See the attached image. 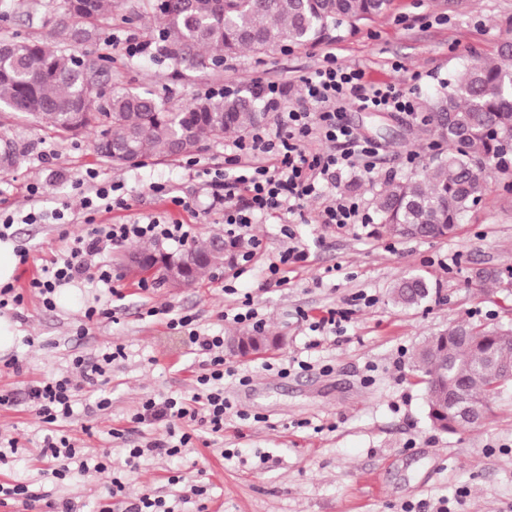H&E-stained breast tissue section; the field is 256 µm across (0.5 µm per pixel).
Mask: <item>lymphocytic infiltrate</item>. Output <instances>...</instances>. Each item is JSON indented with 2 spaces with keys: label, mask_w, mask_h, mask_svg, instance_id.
<instances>
[{
  "label": "lymphocytic infiltrate",
  "mask_w": 512,
  "mask_h": 512,
  "mask_svg": "<svg viewBox=\"0 0 512 512\" xmlns=\"http://www.w3.org/2000/svg\"><path fill=\"white\" fill-rule=\"evenodd\" d=\"M306 105L300 109L283 110L285 88L278 82H260L254 87L256 99L269 111L279 113L276 130L257 129L234 144L227 158L236 172L223 184L224 191L215 195L216 204L224 208V231L238 236L250 228L256 216L287 212L299 214L306 198L322 195L326 184L354 167L374 169L376 152L370 143L361 140L348 125L338 120L340 110L347 105L362 110L411 112L415 102L409 93L392 85L369 84L362 70L338 65L335 52L324 55V64L299 78ZM328 143L343 142L345 150L314 153L307 149L310 139ZM247 196L245 206H237L236 191ZM194 237L186 224H164L157 220L145 224H89L84 234L72 239L68 248L44 267L42 277L33 279L46 307H54L53 296L61 285L84 278L101 283L112 296L120 289L112 279V267L98 262L106 249L119 247L134 240L163 238L187 245ZM169 329L183 333L201 356V370L195 379L191 396L146 398L132 416V421L145 428L163 426L166 439H152L143 446L129 449L124 460L127 471H135L142 458L163 455L182 456L192 447L197 433L220 436L224 433V415L231 405L224 396V339L222 336L201 334L195 317L167 307L163 311ZM148 309V316H156ZM123 347L102 353L97 361L76 355L71 370L62 376L51 375L28 384L26 400L45 435L39 457L46 463V475L64 481L94 474L105 480L108 501L102 502L99 512H112L111 501L124 500V512H174L165 499L145 490L137 497L127 498L126 485L113 469L109 455L81 458L73 440L64 434L61 425L74 415L78 392L91 388L96 392L98 410L112 405V362L123 357ZM15 502L31 512L35 504H43L44 512H81L69 499L56 500L36 491L32 485L16 480L0 483V504Z\"/></svg>",
  "instance_id": "1"
}]
</instances>
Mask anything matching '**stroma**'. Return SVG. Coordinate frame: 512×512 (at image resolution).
I'll return each mask as SVG.
<instances>
[{
	"label": "stroma",
	"mask_w": 512,
	"mask_h": 512,
	"mask_svg": "<svg viewBox=\"0 0 512 512\" xmlns=\"http://www.w3.org/2000/svg\"><path fill=\"white\" fill-rule=\"evenodd\" d=\"M120 2L106 27L108 42L88 46V53L111 57L125 87L156 94L175 108L213 86L248 96L265 79L290 85L286 106L301 108L294 83L319 68L331 47L340 65L361 69L369 82L411 90L421 105L472 58L497 57L504 42L512 43V0H393L387 15L355 28L342 26L319 43L257 55L243 51L225 57L221 75L191 71L172 81L168 60L131 57L122 49L126 37L150 40L155 22L144 11L145 0ZM59 14L41 2L0 0V40L47 37ZM340 120L375 144L376 167L370 173L359 167L344 172L327 192L355 197L369 213L385 177L410 176L414 158L436 150L416 113L349 106ZM92 141L89 134L61 137L0 112V151L9 146L18 157L13 167L0 168V216L13 215V242L29 251L13 279L24 290V303L6 313L13 336L0 352V393L15 396L13 405L0 407V435L20 444L12 461L0 467V479H26L53 498L97 512L106 495L98 477L45 478L39 458L44 433L25 400L26 386L66 374L73 355L93 361L123 346L124 357L109 371L111 408L97 410L93 397L79 396L74 421L65 429L85 455L106 452L113 467H123L129 448L166 435L132 423L142 399L192 394L200 370L190 344L167 327L165 316H147V309L173 307L195 315L202 333L229 337L249 331V324L234 319L248 299L277 344L262 354L225 350L224 361L236 374L224 380L232 407L223 438L186 449L176 464L163 456L145 458L137 472L125 476L128 494L152 490L177 512H196L197 502L189 497L194 484L207 486L209 512H512V392L493 402L480 427L448 434L431 425L426 387L412 367L424 337L451 323L512 325V291L481 288L474 280L479 269H512L506 175L491 177L484 200L443 240L393 238L376 223L319 224L323 201L313 198L292 221L279 214L257 218L250 233L260 245L252 261H236L190 286L159 282L141 290L140 275L122 262L125 247L115 248L105 259L123 292L112 302L116 318L88 325L81 336L80 315L102 296L100 284L73 283L67 302L51 310L28 287L64 250L62 232L85 231L81 184L92 176L124 186L126 206L97 213L96 223L156 218L192 225L201 238L224 229V213L211 202L231 152L228 141L206 140L190 159L147 157L116 165L99 157ZM156 183L170 186L172 196L154 193ZM33 184L41 186L39 196L29 195ZM175 196L182 205L172 204ZM34 211L43 220L24 223ZM57 211L63 220H54ZM294 246L307 259L289 267L286 282H276L267 266ZM409 275L423 276L434 291L421 305L403 309L392 304L390 291ZM331 310L340 313L339 322L321 346L310 348L312 324ZM302 360L308 369L299 368ZM113 428L121 438L110 437ZM175 465L186 473L187 484H168Z\"/></svg>",
	"instance_id": "obj_1"
}]
</instances>
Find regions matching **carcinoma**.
<instances>
[{
  "label": "carcinoma",
  "instance_id": "obj_1",
  "mask_svg": "<svg viewBox=\"0 0 512 512\" xmlns=\"http://www.w3.org/2000/svg\"><path fill=\"white\" fill-rule=\"evenodd\" d=\"M392 0H147L157 27L158 51L172 63V75L185 70L213 73L224 55L261 54L283 43L305 45L344 24L385 14ZM116 0H63L51 33L40 39L6 42L0 54V110L33 118L59 134L96 129V153L116 164L146 156L177 157L197 151L205 139L222 140L257 122L246 96L208 95L174 109L153 94L136 93L112 74V58L94 59L79 47L101 39ZM424 124L441 145L437 156L419 163L406 179L390 178L376 194L381 226L391 236L442 239L485 196L492 173L512 168V45L497 59L464 66L442 91L424 104ZM181 147L176 152L175 147ZM212 237L174 257L140 245L166 282L169 265H185L181 286H190L223 266L238 248L224 240V255H211ZM430 283L420 275L400 279L391 293L397 306L421 304ZM276 339L250 332L229 339L246 355L275 346ZM512 364V328L481 322L453 323L426 337L413 353V367L426 385L428 418L434 428L459 430L458 410L492 401L512 387L502 368Z\"/></svg>",
  "mask_w": 512,
  "mask_h": 512
}]
</instances>
